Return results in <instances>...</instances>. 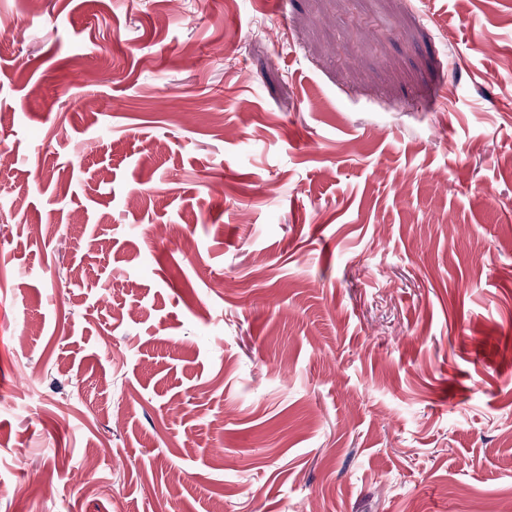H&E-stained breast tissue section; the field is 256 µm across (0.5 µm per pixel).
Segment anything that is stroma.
Returning <instances> with one entry per match:
<instances>
[{
	"instance_id": "obj_1",
	"label": "stroma",
	"mask_w": 512,
	"mask_h": 512,
	"mask_svg": "<svg viewBox=\"0 0 512 512\" xmlns=\"http://www.w3.org/2000/svg\"><path fill=\"white\" fill-rule=\"evenodd\" d=\"M0 38V512L512 497V0H0Z\"/></svg>"
}]
</instances>
